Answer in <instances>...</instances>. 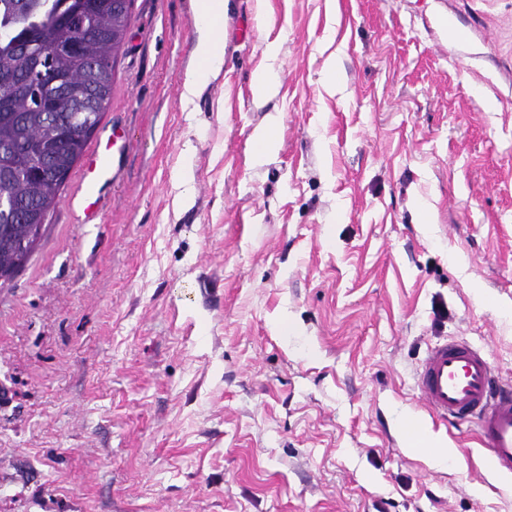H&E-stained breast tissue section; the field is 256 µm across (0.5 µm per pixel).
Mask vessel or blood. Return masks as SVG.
Returning a JSON list of instances; mask_svg holds the SVG:
<instances>
[{
  "mask_svg": "<svg viewBox=\"0 0 512 512\" xmlns=\"http://www.w3.org/2000/svg\"><path fill=\"white\" fill-rule=\"evenodd\" d=\"M121 138L117 129L104 130L100 135L103 150L85 159L87 184L77 200L85 217H94L98 210L99 192L111 180L112 149ZM416 386L434 418L475 424L477 437L488 448L496 469L512 475V385L499 380L484 351L463 338L430 347Z\"/></svg>",
  "mask_w": 512,
  "mask_h": 512,
  "instance_id": "obj_1",
  "label": "vessel or blood"
}]
</instances>
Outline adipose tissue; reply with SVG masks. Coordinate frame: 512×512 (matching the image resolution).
<instances>
[{
    "instance_id": "ef3b65f1",
    "label": "adipose tissue",
    "mask_w": 512,
    "mask_h": 512,
    "mask_svg": "<svg viewBox=\"0 0 512 512\" xmlns=\"http://www.w3.org/2000/svg\"><path fill=\"white\" fill-rule=\"evenodd\" d=\"M225 9V0H196L197 24L201 32L194 50L198 66L184 82V103H191L209 76L220 70L224 64V44L219 33L223 26ZM403 430L412 451L429 457L434 466L442 468L456 462V450L447 447L433 433L421 431L408 419L403 422Z\"/></svg>"
}]
</instances>
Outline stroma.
<instances>
[{
    "mask_svg": "<svg viewBox=\"0 0 512 512\" xmlns=\"http://www.w3.org/2000/svg\"><path fill=\"white\" fill-rule=\"evenodd\" d=\"M198 37L134 0L98 221L75 167L0 287V512H512L415 387L456 337L512 383V0H228L187 108ZM403 430L411 447L409 449L429 457L434 466L442 468L457 461L458 455L455 448H447V443L431 432H422L410 419L404 420Z\"/></svg>",
    "mask_w": 512,
    "mask_h": 512,
    "instance_id": "1",
    "label": "stroma"
}]
</instances>
